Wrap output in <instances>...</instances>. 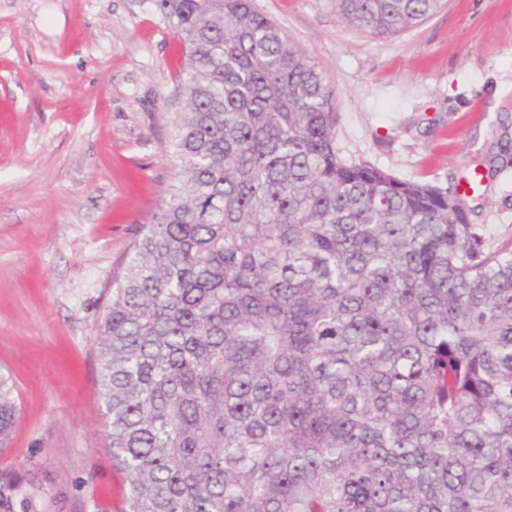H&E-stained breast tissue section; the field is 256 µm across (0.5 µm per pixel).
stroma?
Here are the masks:
<instances>
[{"label": "stroma", "mask_w": 512, "mask_h": 512, "mask_svg": "<svg viewBox=\"0 0 512 512\" xmlns=\"http://www.w3.org/2000/svg\"><path fill=\"white\" fill-rule=\"evenodd\" d=\"M323 71L336 150L456 188L488 251L512 246V0H445L390 37L337 0H252ZM181 49L141 0H0V372L20 419L0 473L31 512H122L97 379L112 277L174 173Z\"/></svg>", "instance_id": "1"}]
</instances>
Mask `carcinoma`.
I'll return each mask as SVG.
<instances>
[{
  "label": "carcinoma",
  "mask_w": 512,
  "mask_h": 512,
  "mask_svg": "<svg viewBox=\"0 0 512 512\" xmlns=\"http://www.w3.org/2000/svg\"><path fill=\"white\" fill-rule=\"evenodd\" d=\"M142 2L185 63L174 180L96 336L122 512H512V251L341 160L333 89L251 0ZM337 2L389 36L442 0ZM19 417L0 373V452Z\"/></svg>",
  "instance_id": "carcinoma-1"
}]
</instances>
